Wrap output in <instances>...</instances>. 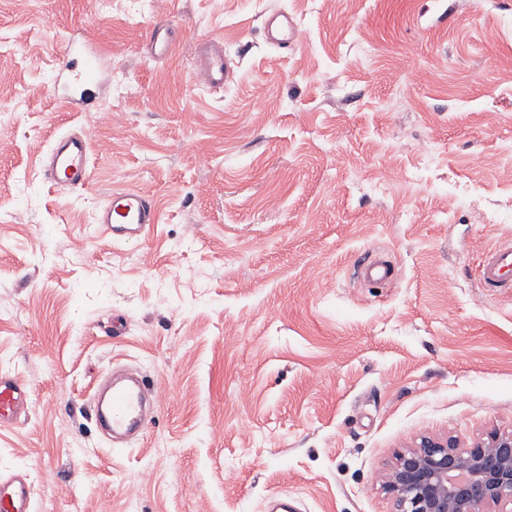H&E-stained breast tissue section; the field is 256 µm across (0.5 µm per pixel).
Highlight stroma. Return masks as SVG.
Masks as SVG:
<instances>
[{
  "label": "stroma",
  "mask_w": 512,
  "mask_h": 512,
  "mask_svg": "<svg viewBox=\"0 0 512 512\" xmlns=\"http://www.w3.org/2000/svg\"><path fill=\"white\" fill-rule=\"evenodd\" d=\"M73 35L86 111L55 92ZM213 37L217 92L190 66ZM87 128L90 185L56 189L46 152ZM116 189L154 196L140 240L99 229ZM510 238L512 0H0V371L31 400L0 473L34 512H395L397 453L512 432V297L476 281ZM377 257L394 279L363 283ZM116 366L161 391L124 448L90 409ZM266 39L279 48L300 44L299 27L285 12H273L265 20ZM184 36L183 29L172 21L158 22L150 33L149 50L158 56H167ZM63 55L66 59L63 68H76L78 74L75 76L74 84L68 87L67 94L62 98L69 101L74 96H79V100L84 105L90 106L91 102L88 96L92 94L91 89L99 80L97 50L84 41L70 38L64 47ZM76 56L80 58L78 66Z\"/></svg>",
  "instance_id": "obj_1"
}]
</instances>
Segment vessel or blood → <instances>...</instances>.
I'll use <instances>...</instances> for the list:
<instances>
[{"label": "vessel or blood", "instance_id": "1", "mask_svg": "<svg viewBox=\"0 0 512 512\" xmlns=\"http://www.w3.org/2000/svg\"><path fill=\"white\" fill-rule=\"evenodd\" d=\"M267 40L280 48L298 46L299 27L284 12L271 13L265 20ZM184 36L172 21L153 25L149 49L158 56L168 55ZM63 55L66 68L77 75L67 94L87 101L99 80L98 52L81 40H68ZM198 83L213 90L223 89L234 74L231 61L218 42H210L194 62ZM43 169L52 184L63 189L85 186L91 178L90 140L83 133H63L55 138L44 160ZM157 212L149 193L140 189L113 192L98 213V224L113 241L126 242L146 233L156 223ZM478 281L483 288H512V241L501 242L483 259ZM150 389L144 383L132 385L112 382L93 402L101 426L115 438H126L142 429L145 403ZM30 410V392L16 376L0 372V427L11 426L25 418ZM0 512H34L33 491L22 474L0 475Z\"/></svg>", "mask_w": 512, "mask_h": 512}]
</instances>
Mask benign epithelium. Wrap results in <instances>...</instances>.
I'll list each match as a JSON object with an SVG mask.
<instances>
[{
    "instance_id": "7a95c632",
    "label": "benign epithelium",
    "mask_w": 512,
    "mask_h": 512,
    "mask_svg": "<svg viewBox=\"0 0 512 512\" xmlns=\"http://www.w3.org/2000/svg\"><path fill=\"white\" fill-rule=\"evenodd\" d=\"M386 488L397 512H508L512 432H492L465 449L425 438L397 455Z\"/></svg>"
}]
</instances>
